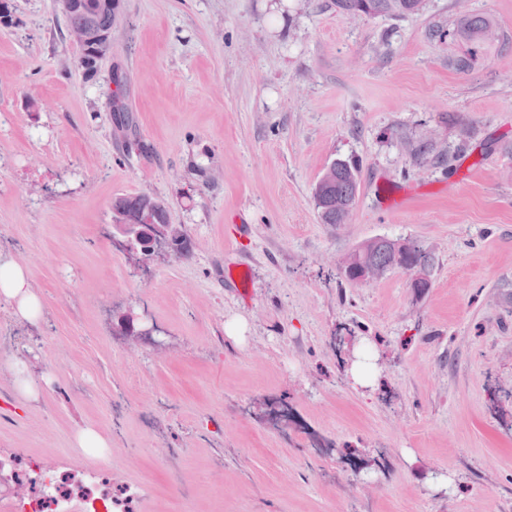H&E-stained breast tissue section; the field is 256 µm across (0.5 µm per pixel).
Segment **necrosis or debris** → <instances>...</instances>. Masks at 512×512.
<instances>
[{"mask_svg":"<svg viewBox=\"0 0 512 512\" xmlns=\"http://www.w3.org/2000/svg\"><path fill=\"white\" fill-rule=\"evenodd\" d=\"M130 491H114L112 469L68 474L57 461L0 449V504L8 512H134Z\"/></svg>","mask_w":512,"mask_h":512,"instance_id":"1","label":"necrosis or debris"}]
</instances>
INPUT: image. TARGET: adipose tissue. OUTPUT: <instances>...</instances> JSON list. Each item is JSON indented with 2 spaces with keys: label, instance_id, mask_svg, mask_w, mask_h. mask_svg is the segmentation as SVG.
Wrapping results in <instances>:
<instances>
[{
  "label": "adipose tissue",
  "instance_id": "ef3b65f1",
  "mask_svg": "<svg viewBox=\"0 0 512 512\" xmlns=\"http://www.w3.org/2000/svg\"><path fill=\"white\" fill-rule=\"evenodd\" d=\"M0 300L18 322L35 323L44 315L43 295L27 268L10 254L0 252Z\"/></svg>",
  "mask_w": 512,
  "mask_h": 512
}]
</instances>
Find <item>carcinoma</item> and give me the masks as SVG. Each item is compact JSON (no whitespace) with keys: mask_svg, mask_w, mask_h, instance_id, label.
Masks as SVG:
<instances>
[{"mask_svg":"<svg viewBox=\"0 0 512 512\" xmlns=\"http://www.w3.org/2000/svg\"><path fill=\"white\" fill-rule=\"evenodd\" d=\"M423 0H336V10L344 15L362 13L369 16H404L415 14L421 9ZM67 30H81L86 41L80 46L79 63L87 77L97 73L98 63L107 56L104 34L113 26L115 11L109 7L108 0H72L70 10L64 13ZM492 26L491 19L483 14L465 15L458 20L452 35L471 43H481ZM110 111L116 113L115 120L121 126H133V117L122 105L124 85L119 80H112ZM314 199L324 224L341 223V209L354 207L357 196V179L355 169L348 163H339L336 175L330 181L319 180L314 187ZM153 209V219L157 224L168 223L166 208L153 204V199L145 195L119 196L112 202V209L117 212L136 213ZM400 242L387 237L369 240L352 255L356 266H374L384 274L397 267L396 252Z\"/></svg>","mask_w":512,"mask_h":512,"instance_id":"obj_1","label":"carcinoma"}]
</instances>
